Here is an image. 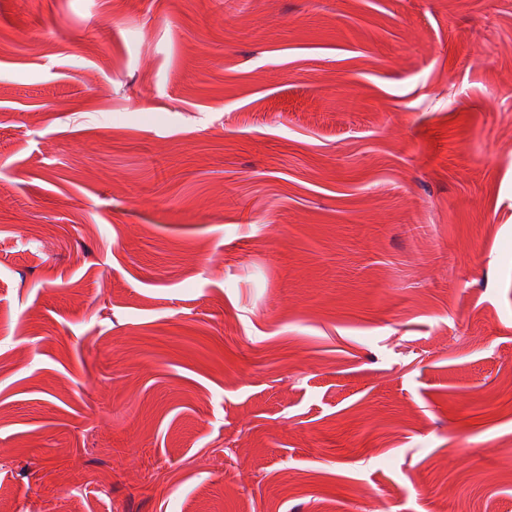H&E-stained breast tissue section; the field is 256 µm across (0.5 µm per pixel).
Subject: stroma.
Wrapping results in <instances>:
<instances>
[{"label": "stroma", "instance_id": "35a3bbf8", "mask_svg": "<svg viewBox=\"0 0 512 512\" xmlns=\"http://www.w3.org/2000/svg\"><path fill=\"white\" fill-rule=\"evenodd\" d=\"M0 507L512 512V0H0Z\"/></svg>", "mask_w": 512, "mask_h": 512}]
</instances>
